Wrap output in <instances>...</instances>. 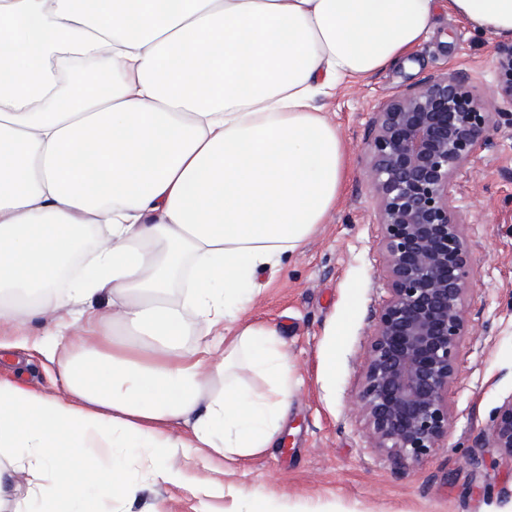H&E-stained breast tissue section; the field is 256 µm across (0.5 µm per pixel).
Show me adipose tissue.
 Listing matches in <instances>:
<instances>
[{
	"label": "adipose tissue",
	"instance_id": "adipose-tissue-1",
	"mask_svg": "<svg viewBox=\"0 0 512 512\" xmlns=\"http://www.w3.org/2000/svg\"><path fill=\"white\" fill-rule=\"evenodd\" d=\"M443 5L512 39V0H0V349L68 351L64 396L0 380V512H139L189 458L220 497L225 461L275 444L296 382L248 316L257 279L336 209L326 100L404 59ZM64 42L102 88L60 94ZM84 228L102 239L61 287ZM91 448L137 454L92 476Z\"/></svg>",
	"mask_w": 512,
	"mask_h": 512
}]
</instances>
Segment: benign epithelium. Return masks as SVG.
<instances>
[{
	"instance_id": "obj_1",
	"label": "benign epithelium",
	"mask_w": 512,
	"mask_h": 512,
	"mask_svg": "<svg viewBox=\"0 0 512 512\" xmlns=\"http://www.w3.org/2000/svg\"><path fill=\"white\" fill-rule=\"evenodd\" d=\"M496 66L507 107L490 111L465 73L448 70L387 99L368 145L390 295L357 405L377 447L411 462L443 448L451 425L448 386L467 329L471 254L450 186L481 134L512 107V43L497 47ZM490 447L512 461V399L493 420Z\"/></svg>"
}]
</instances>
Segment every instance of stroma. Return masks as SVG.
I'll use <instances>...</instances> for the list:
<instances>
[{
  "mask_svg": "<svg viewBox=\"0 0 512 512\" xmlns=\"http://www.w3.org/2000/svg\"><path fill=\"white\" fill-rule=\"evenodd\" d=\"M498 38L439 10L427 41L405 60L348 81L325 112L346 141L350 177L341 203L274 277L260 275L252 319L275 327L298 386L276 447L224 467L225 485L259 489L269 512H512V462L489 446L499 408L512 399V122L480 140L450 191L472 257L468 327L459 374L448 388L444 448L408 464L376 448L355 399L366 348L389 296L383 227L370 182L367 144L380 104L409 86L456 69L484 92L496 81ZM21 376L47 394L63 390L57 365L32 349L0 350V376ZM202 512L232 497L193 486L151 485L144 505Z\"/></svg>",
  "mask_w": 512,
  "mask_h": 512,
  "instance_id": "35a3bbf8",
  "label": "stroma"
}]
</instances>
